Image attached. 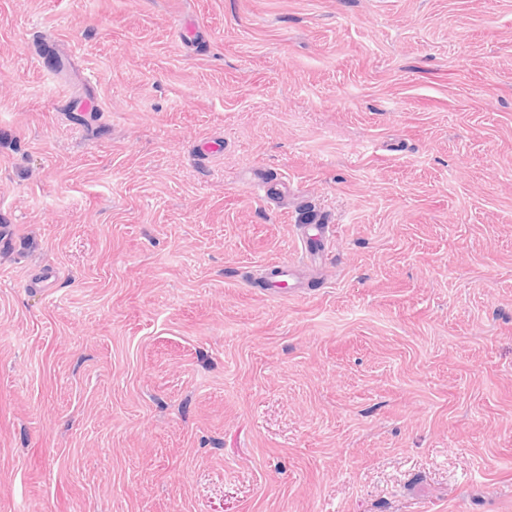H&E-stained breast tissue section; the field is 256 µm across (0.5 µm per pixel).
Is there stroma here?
<instances>
[{
    "mask_svg": "<svg viewBox=\"0 0 512 512\" xmlns=\"http://www.w3.org/2000/svg\"><path fill=\"white\" fill-rule=\"evenodd\" d=\"M4 234L0 512H512V0H0ZM333 225L331 224H305L302 226L301 232V245L303 249L310 255H313L310 251L311 243H317L319 246L327 245L328 241L332 237ZM270 270L276 271V273L274 276L268 277L266 292L269 297L277 298L281 296V291L283 290L282 283L295 280L298 269L293 260L285 258L272 263Z\"/></svg>",
    "mask_w": 512,
    "mask_h": 512,
    "instance_id": "stroma-1",
    "label": "stroma"
}]
</instances>
